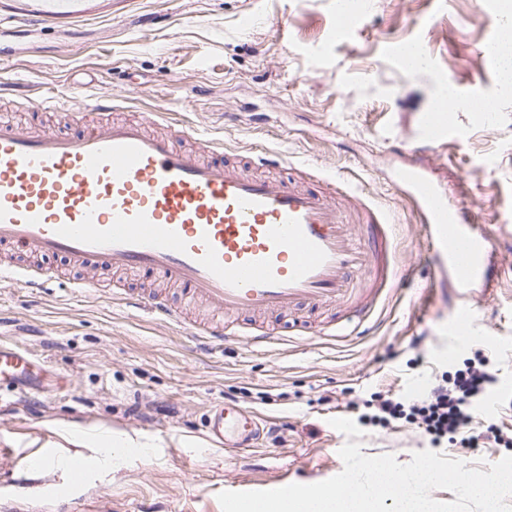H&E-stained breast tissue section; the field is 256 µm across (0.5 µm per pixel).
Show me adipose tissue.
<instances>
[{"mask_svg": "<svg viewBox=\"0 0 512 512\" xmlns=\"http://www.w3.org/2000/svg\"><path fill=\"white\" fill-rule=\"evenodd\" d=\"M51 430L64 441L98 449L106 469L115 473L131 462L157 456L154 438L144 433L105 429L96 425L51 422Z\"/></svg>", "mask_w": 512, "mask_h": 512, "instance_id": "obj_1", "label": "adipose tissue"}]
</instances>
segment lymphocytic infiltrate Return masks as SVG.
Wrapping results in <instances>:
<instances>
[{"label":"lymphocytic infiltrate","instance_id":"f902f5d3","mask_svg":"<svg viewBox=\"0 0 512 512\" xmlns=\"http://www.w3.org/2000/svg\"><path fill=\"white\" fill-rule=\"evenodd\" d=\"M497 383L495 373L467 364L432 381L422 398L409 403L401 399L379 400L361 420L383 427L404 422L421 430L436 445L446 440L472 451L491 445L508 448L512 446V435L492 424H475Z\"/></svg>","mask_w":512,"mask_h":512}]
</instances>
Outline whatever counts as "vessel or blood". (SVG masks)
Listing matches in <instances>:
<instances>
[{
	"label": "vessel or blood",
	"mask_w": 512,
	"mask_h": 512,
	"mask_svg": "<svg viewBox=\"0 0 512 512\" xmlns=\"http://www.w3.org/2000/svg\"><path fill=\"white\" fill-rule=\"evenodd\" d=\"M29 2L34 25L83 13V0ZM121 107V99L110 97L78 114L86 130L76 138L40 128L38 106L30 112L36 130L0 122L1 247L59 256L90 270L170 276L231 315L285 312L302 302L359 303L368 311L369 288L390 287L399 275L387 214L353 189L340 198L331 182L316 190L250 173L225 162L222 143L212 139L201 140L200 151L179 150L170 137L150 133L148 120H112ZM446 132L443 114L430 113L420 141L435 143ZM394 186L413 201L435 266L449 271L459 288L478 281L493 287L492 238L419 171H399ZM11 273L25 288L56 277L40 265ZM119 302L187 325L190 336L210 344L240 336L255 347L273 341L254 324L188 323L156 294L129 291ZM31 363L27 350L0 344V381L23 388ZM207 427L234 448L255 446L263 434L258 415L224 402L211 406Z\"/></svg>",
	"instance_id": "obj_1"
}]
</instances>
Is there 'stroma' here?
<instances>
[{"mask_svg":"<svg viewBox=\"0 0 512 512\" xmlns=\"http://www.w3.org/2000/svg\"><path fill=\"white\" fill-rule=\"evenodd\" d=\"M23 3L0 7V47L11 52L0 60L1 117L25 123L36 97H54L64 113L115 96L125 101L115 119L162 115L223 140L231 162L261 152L310 161L391 214L403 276L361 333L293 338L273 315L278 340L268 348L241 341L209 352L184 327L115 304L125 284L109 270L86 295L72 287L81 270L59 258L47 261L58 278L37 291L0 277V342L39 360L37 386L0 385V512H11L12 479L31 478L24 459L46 451L81 457L88 482L43 473L25 512H53L59 495L74 512H222L225 490L326 480L342 471L347 441L330 419L357 418L377 394L422 396L479 349L498 372L492 420L512 434V94L501 91L493 54L504 0H373L342 31L336 0H90L82 18L42 28L25 25ZM407 43L425 47L424 69L406 70ZM445 80L459 104L448 109L447 136L425 146L420 125ZM474 99L491 100L493 118L461 110ZM406 167L457 191L492 237L495 288L463 290L437 272L424 224L391 183ZM470 301L479 310L461 338L455 312ZM217 400L272 421L262 447L209 437L204 414ZM49 419L150 434L160 457L107 477L96 449L57 438ZM361 442L363 454L403 464L429 446L410 425L366 428Z\"/></svg>","mask_w":512,"mask_h":512,"instance_id":"35a3bbf8","label":"stroma"}]
</instances>
